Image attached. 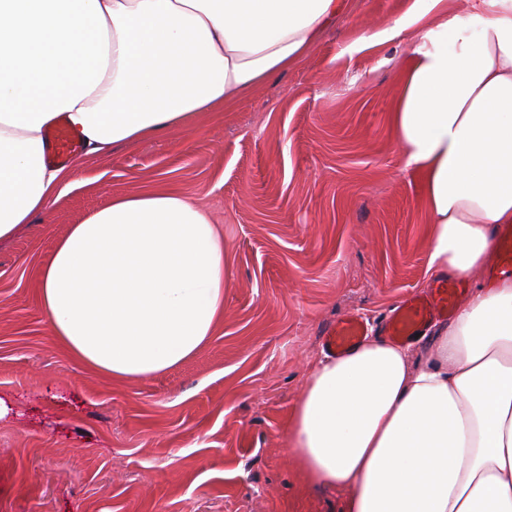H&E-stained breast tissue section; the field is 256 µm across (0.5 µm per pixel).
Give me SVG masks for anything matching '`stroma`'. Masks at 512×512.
I'll return each mask as SVG.
<instances>
[{"label":"stroma","mask_w":512,"mask_h":512,"mask_svg":"<svg viewBox=\"0 0 512 512\" xmlns=\"http://www.w3.org/2000/svg\"><path fill=\"white\" fill-rule=\"evenodd\" d=\"M408 2L347 0L297 64L191 126L83 157L77 185L0 241V512H339L299 492L286 421L328 325L378 328L433 283L387 121L415 35L377 38ZM151 181L223 227L231 284L194 358L115 383L56 342L37 271L71 225Z\"/></svg>","instance_id":"35a3bbf8"}]
</instances>
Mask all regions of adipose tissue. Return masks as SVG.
<instances>
[{
	"label": "adipose tissue",
	"mask_w": 512,
	"mask_h": 512,
	"mask_svg": "<svg viewBox=\"0 0 512 512\" xmlns=\"http://www.w3.org/2000/svg\"><path fill=\"white\" fill-rule=\"evenodd\" d=\"M347 0H0V241L76 182L47 165L65 121L108 154L220 112L298 63ZM478 36H471V28ZM421 35L388 118L421 182L427 272L470 278L512 224V0H412ZM233 257L182 192L113 197L37 274L52 334L87 368L149 379L194 357L224 316ZM299 484L341 512H512V274L493 277L420 353L380 335L310 363L288 418Z\"/></svg>",
	"instance_id": "1"
}]
</instances>
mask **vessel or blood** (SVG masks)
Listing matches in <instances>:
<instances>
[{
	"label": "vessel or blood",
	"instance_id": "1",
	"mask_svg": "<svg viewBox=\"0 0 512 512\" xmlns=\"http://www.w3.org/2000/svg\"><path fill=\"white\" fill-rule=\"evenodd\" d=\"M47 139L50 147L48 159L55 164L66 163L82 146L79 134L62 121L48 130ZM458 293L457 281L443 278L435 281L425 295L405 298L385 319V335L399 341L414 338L433 317L454 312ZM365 334L363 318L348 314L329 325L323 336L329 352L340 355L360 342Z\"/></svg>",
	"mask_w": 512,
	"mask_h": 512
}]
</instances>
